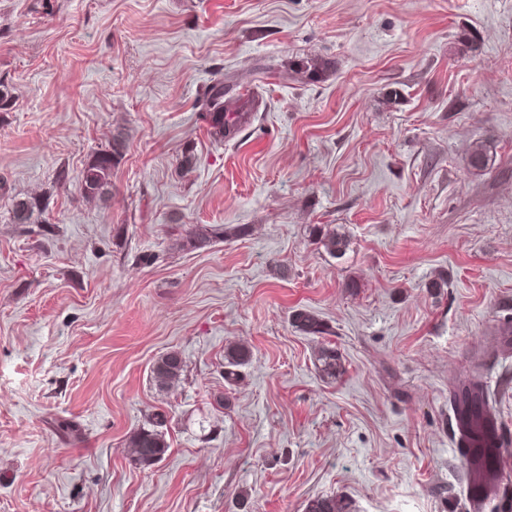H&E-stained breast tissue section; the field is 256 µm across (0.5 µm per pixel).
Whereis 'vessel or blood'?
Masks as SVG:
<instances>
[{
  "label": "vessel or blood",
  "mask_w": 512,
  "mask_h": 512,
  "mask_svg": "<svg viewBox=\"0 0 512 512\" xmlns=\"http://www.w3.org/2000/svg\"><path fill=\"white\" fill-rule=\"evenodd\" d=\"M453 423L455 447L473 472L465 488L466 500L471 512H478L489 498L492 484L502 478L512 463V456L504 452L507 441L491 411H484L475 419L459 408L453 413Z\"/></svg>",
  "instance_id": "vessel-or-blood-1"
}]
</instances>
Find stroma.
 <instances>
[{"label":"stroma","instance_id":"obj_1","mask_svg":"<svg viewBox=\"0 0 512 512\" xmlns=\"http://www.w3.org/2000/svg\"><path fill=\"white\" fill-rule=\"evenodd\" d=\"M43 1L0 0V512H467L472 368L512 440V0ZM218 78L257 98L227 142L198 119ZM159 414L170 448L139 467ZM125 151V139L113 135L108 146L95 153L81 173L80 188L84 197L97 199L105 194L111 184L112 169L120 163ZM251 351L241 345H231L224 351V382L235 386L241 378V369L251 361ZM318 360L321 362V372L324 377L334 379L344 372L342 357L334 348L323 347ZM182 371V359L177 352L162 356L153 367L154 378L161 388H169L178 382ZM129 447L132 448V460L137 465L148 468L164 458L169 444L161 430L141 429L131 437Z\"/></svg>","mask_w":512,"mask_h":512}]
</instances>
